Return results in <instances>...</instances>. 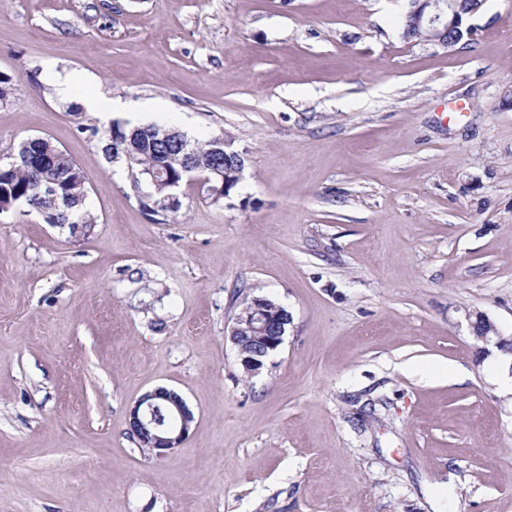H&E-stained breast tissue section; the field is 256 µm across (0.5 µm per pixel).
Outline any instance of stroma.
<instances>
[{
	"mask_svg": "<svg viewBox=\"0 0 512 512\" xmlns=\"http://www.w3.org/2000/svg\"><path fill=\"white\" fill-rule=\"evenodd\" d=\"M408 6L0 0V161L50 139L95 220L0 216V512H512L473 332L512 336V0L448 50L401 38ZM89 92L120 109L72 116ZM115 120L228 136L236 195L151 214ZM254 296L292 322L250 376L228 331ZM159 386L195 414L164 458L127 433Z\"/></svg>",
	"mask_w": 512,
	"mask_h": 512,
	"instance_id": "stroma-1",
	"label": "stroma"
}]
</instances>
